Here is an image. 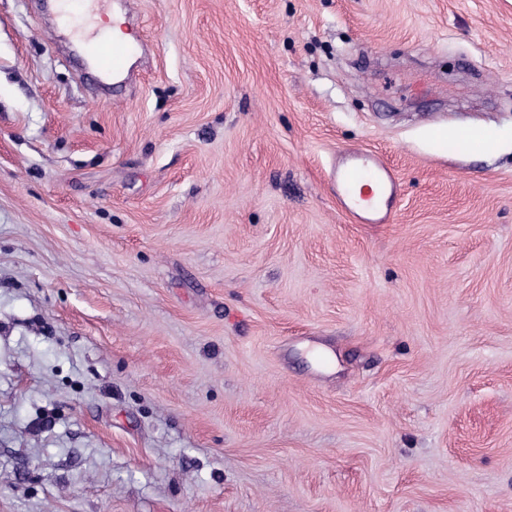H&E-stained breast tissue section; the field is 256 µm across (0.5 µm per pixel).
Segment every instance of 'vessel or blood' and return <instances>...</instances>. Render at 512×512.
Listing matches in <instances>:
<instances>
[{
  "mask_svg": "<svg viewBox=\"0 0 512 512\" xmlns=\"http://www.w3.org/2000/svg\"><path fill=\"white\" fill-rule=\"evenodd\" d=\"M135 42L110 43L99 39L88 53L96 70L106 76L124 73L138 52ZM342 210L365 224H385L391 219L390 203L396 179L383 158L375 153L352 152L336 171Z\"/></svg>",
  "mask_w": 512,
  "mask_h": 512,
  "instance_id": "b4317fda",
  "label": "vessel or blood"
}]
</instances>
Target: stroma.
Returning <instances> with one entry per match:
<instances>
[{
	"label": "stroma",
	"instance_id": "stroma-1",
	"mask_svg": "<svg viewBox=\"0 0 512 512\" xmlns=\"http://www.w3.org/2000/svg\"><path fill=\"white\" fill-rule=\"evenodd\" d=\"M101 8L0 0V512H512V0ZM136 42L108 43L97 39L88 48L96 70L106 76L122 74L126 71L130 59L138 52ZM335 175L338 199L344 212L363 224H386L390 221L389 206L396 179L380 155L349 153L347 160L336 167Z\"/></svg>",
	"mask_w": 512,
	"mask_h": 512
}]
</instances>
